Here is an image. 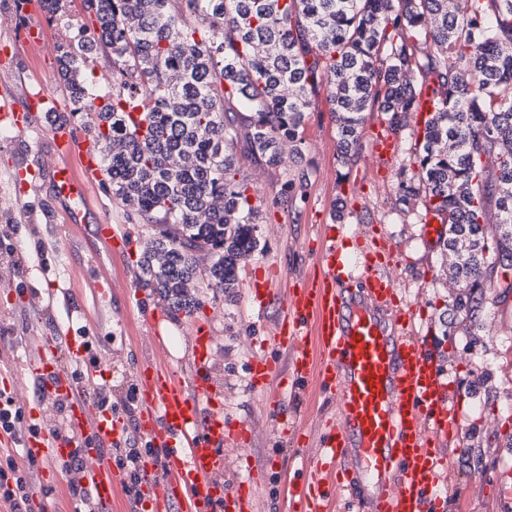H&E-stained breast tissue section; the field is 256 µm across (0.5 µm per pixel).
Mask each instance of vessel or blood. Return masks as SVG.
I'll return each mask as SVG.
<instances>
[{"label":"vessel or blood","mask_w":512,"mask_h":512,"mask_svg":"<svg viewBox=\"0 0 512 512\" xmlns=\"http://www.w3.org/2000/svg\"><path fill=\"white\" fill-rule=\"evenodd\" d=\"M57 105L41 87L22 100L5 90L0 121L25 132L33 112ZM48 137L57 161L40 166L39 173L68 204L71 223H79L92 186L102 179L96 151L67 126L52 128ZM369 148L372 156L388 160L398 140L377 130L369 135ZM347 231L342 224L325 225L314 259L317 274L298 287L281 291L273 279L250 274L243 280L254 309L276 305L282 311L269 338L288 352V369L266 357L253 359L248 369L251 387L269 392L270 415L282 434L302 430L301 421L281 415L297 384L315 385L337 407L313 433L311 447L293 456L308 475L290 480L287 512H336L356 486L366 512H444V449L463 431L460 398L413 304L387 274L384 247L365 250L362 266H355ZM94 235L116 253L127 237L124 225L107 222L96 225ZM187 328L194 344L192 377L166 361L147 360L136 370L139 431L161 455L141 461V497L128 512H256L255 481L232 491L222 483L225 445H249L254 427L224 416L220 391L207 375L213 342L208 325L193 320ZM17 372L19 387H31L44 407L61 403L66 409L63 431L26 436V457L51 464L73 451L77 439L92 438L79 478L97 512H112L126 481L107 453L123 444L127 427L120 411L100 407L95 397L111 368L97 361L88 337L61 331L28 337ZM285 374L293 384L282 383Z\"/></svg>","instance_id":"obj_1"}]
</instances>
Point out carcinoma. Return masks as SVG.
<instances>
[{"instance_id": "1", "label": "carcinoma", "mask_w": 512, "mask_h": 512, "mask_svg": "<svg viewBox=\"0 0 512 512\" xmlns=\"http://www.w3.org/2000/svg\"><path fill=\"white\" fill-rule=\"evenodd\" d=\"M83 9L98 33L60 46L59 73L100 148L104 184L158 228L142 267L174 310L195 307L193 280L235 287L259 247L237 144L257 164H279L281 143H302L323 92L343 164L363 113L376 105L399 130L428 97L402 199L421 194L446 215L448 275L466 290L494 284L497 264L512 261V0H83ZM196 22L212 37L197 40ZM101 48L123 77L103 106L82 79Z\"/></svg>"}]
</instances>
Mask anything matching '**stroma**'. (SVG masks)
Segmentation results:
<instances>
[{"mask_svg": "<svg viewBox=\"0 0 512 512\" xmlns=\"http://www.w3.org/2000/svg\"><path fill=\"white\" fill-rule=\"evenodd\" d=\"M19 27L17 0H0V87L18 95L29 87H48L60 109L37 113L33 130L26 133L0 121V194L9 195L14 206L11 217L0 220V260L11 246L26 258L23 268L14 269L11 283L0 286V330L17 338L13 344L0 342V392L13 393L15 360L23 353L19 340L27 336L30 324L47 332L68 326L91 336L98 359L111 362L112 405L122 407L138 359L151 353L147 326L124 292L98 300L92 290L95 281L107 275L124 280L145 304L163 314L162 327L170 338L167 357L182 372L194 368L184 325L196 319L211 326L215 340L208 375L223 394L224 414L256 427L247 449H225L224 485L234 487L257 471V512H282V488L293 475L289 458L296 444L292 437L277 433L264 394L252 391L248 382V363L257 353L276 356L283 363L288 360L286 351L266 343V327L279 318V307H270L260 317L250 309L243 288L224 295L200 287L191 312L172 313L145 284L140 267L153 225L129 221L125 207L104 185L93 189L85 223H66L52 184L30 176L27 169L50 152V127H74L78 120L55 55L19 45ZM329 110L326 98H318L306 116L299 154L287 156L280 165H259L237 151L239 177L247 184L252 203L261 204L263 216L258 226L260 248L247 263L262 272L278 269L288 288L311 271L320 225L340 219L355 237H388L393 247L388 272L399 287L409 289L465 397L462 442L448 450L452 490L447 512H503L502 500L512 493V412L504 408L506 399H512V295L504 297L499 289L487 287L476 294L469 309L454 310L460 290L448 280L442 247L422 235L423 224H441L445 217L426 211L421 201L400 199V182L415 170L414 145L422 131L418 116H408L398 136L400 149L389 162L378 164L363 144L345 165L337 157L336 127ZM301 172L307 175L303 195L283 200L285 183ZM102 220L126 225L134 244L132 256H106L102 244L92 238L95 223ZM45 261L52 274L43 273ZM54 284L68 296L80 297L87 312L73 314L61 304L44 307L42 301Z\"/></svg>", "mask_w": 512, "mask_h": 512, "instance_id": "stroma-1", "label": "stroma"}]
</instances>
